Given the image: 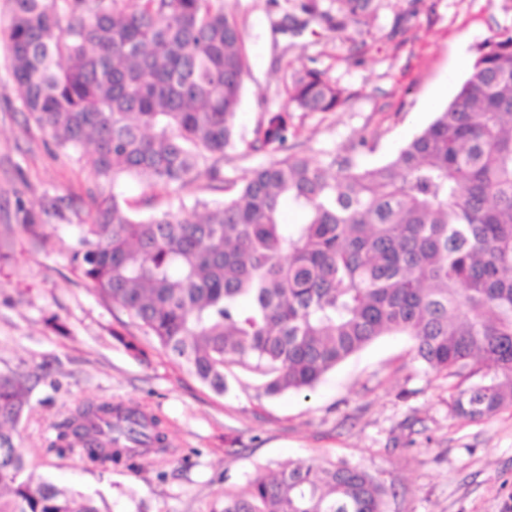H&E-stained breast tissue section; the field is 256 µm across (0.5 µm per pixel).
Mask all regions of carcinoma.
Segmentation results:
<instances>
[{
	"label": "carcinoma",
	"mask_w": 512,
	"mask_h": 512,
	"mask_svg": "<svg viewBox=\"0 0 512 512\" xmlns=\"http://www.w3.org/2000/svg\"><path fill=\"white\" fill-rule=\"evenodd\" d=\"M217 0H7L4 26L21 109L61 148L93 145L99 179L166 190L191 185L236 143L248 70L242 32ZM339 31L375 0H336ZM287 106L266 114L253 152L278 157L224 186L198 212L133 214L112 195L80 224L72 263L98 294L155 336L202 383L226 389L240 365L268 395L313 390L375 339L402 334L428 369L469 385L454 415L512 407V30L479 46L456 96L390 160H336V174L288 153L289 109L331 112L345 91L320 70L288 74ZM74 202L18 207L32 231ZM301 224L282 222L284 208ZM44 373H0V512H101L72 488L36 481L15 442ZM48 450L87 465L132 467L164 454L162 420L82 402ZM386 490L346 462L290 463L226 493L212 512H383Z\"/></svg>",
	"instance_id": "carcinoma-1"
}]
</instances>
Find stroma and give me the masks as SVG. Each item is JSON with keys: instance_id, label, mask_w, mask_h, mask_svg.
<instances>
[{"instance_id": "35a3bbf8", "label": "stroma", "mask_w": 512, "mask_h": 512, "mask_svg": "<svg viewBox=\"0 0 512 512\" xmlns=\"http://www.w3.org/2000/svg\"><path fill=\"white\" fill-rule=\"evenodd\" d=\"M244 36L249 72L236 120L238 143L217 171L188 188L154 191L145 178L97 184L87 156L56 145L17 100L0 38V372L47 365L17 426L37 476L92 495L102 512H210L225 493L288 463L345 460L388 490L384 512H512V407L478 422L455 417V379L427 370L409 337L385 335L326 374L307 396L266 395L237 366L226 392L173 362L127 314L101 299L70 263L79 227L93 221L89 193L127 200L140 217L195 200L219 203L221 180H237L270 157L245 144L267 112L286 103L288 71L316 68L344 88L332 112H292L288 145L311 164L336 156L387 161L450 102L478 46L512 28L505 0H380L368 24L328 30L307 22L301 0H222ZM370 145L356 148L360 135ZM73 199L71 221L25 231L19 205ZM64 330L52 332L47 318ZM126 336L136 346L118 341ZM83 401L143 408L160 417L174 453L130 471H100L46 451L53 424Z\"/></svg>"}]
</instances>
